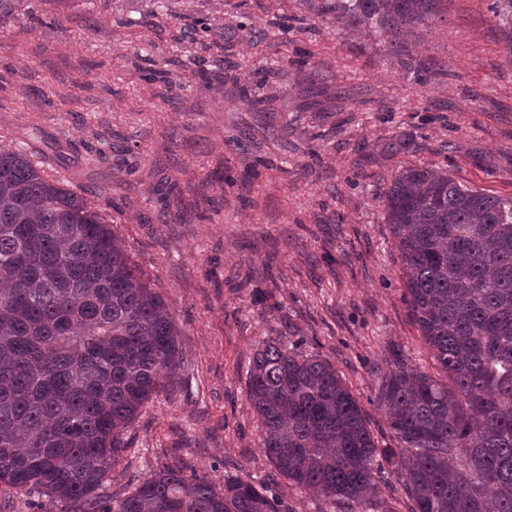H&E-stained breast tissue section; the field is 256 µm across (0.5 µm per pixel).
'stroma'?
<instances>
[{
    "label": "stroma",
    "mask_w": 512,
    "mask_h": 512,
    "mask_svg": "<svg viewBox=\"0 0 512 512\" xmlns=\"http://www.w3.org/2000/svg\"><path fill=\"white\" fill-rule=\"evenodd\" d=\"M494 0H442L396 37L301 0H20L0 24V146L88 198L179 330L178 386L144 408L122 491L172 460L278 482L247 366L267 337L330 361L379 447L392 351L438 368L407 316L382 195L433 165L512 196V60Z\"/></svg>",
    "instance_id": "obj_1"
}]
</instances>
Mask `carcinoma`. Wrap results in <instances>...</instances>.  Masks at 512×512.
I'll use <instances>...</instances> for the list:
<instances>
[{
	"label": "carcinoma",
	"instance_id": "carcinoma-1",
	"mask_svg": "<svg viewBox=\"0 0 512 512\" xmlns=\"http://www.w3.org/2000/svg\"><path fill=\"white\" fill-rule=\"evenodd\" d=\"M440 0H305L386 33ZM512 57V0H494ZM408 316L439 375L392 354L374 389L394 446L328 360L269 337L248 369L261 448L288 485L347 512L392 478L411 512H512V197L410 167L383 194ZM179 332L163 298L86 199L22 149L0 148V485L33 512H291L238 475L218 487L173 462L107 495L126 434L176 387Z\"/></svg>",
	"mask_w": 512,
	"mask_h": 512
}]
</instances>
